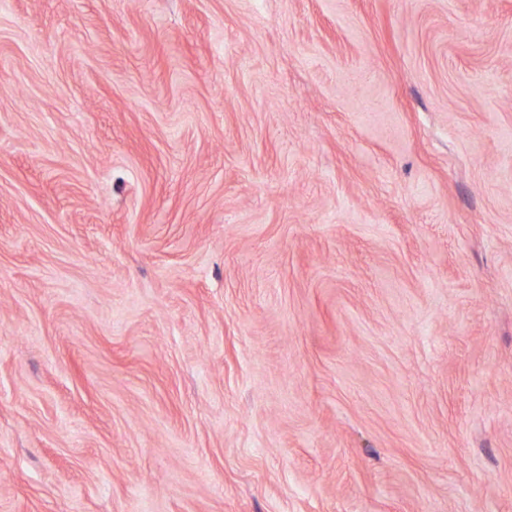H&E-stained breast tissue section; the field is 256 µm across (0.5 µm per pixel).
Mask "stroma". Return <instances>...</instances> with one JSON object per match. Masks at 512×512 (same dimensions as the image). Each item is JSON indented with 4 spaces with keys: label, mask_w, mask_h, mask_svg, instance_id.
Wrapping results in <instances>:
<instances>
[{
    "label": "stroma",
    "mask_w": 512,
    "mask_h": 512,
    "mask_svg": "<svg viewBox=\"0 0 512 512\" xmlns=\"http://www.w3.org/2000/svg\"><path fill=\"white\" fill-rule=\"evenodd\" d=\"M0 512H512V0H0Z\"/></svg>",
    "instance_id": "1"
}]
</instances>
